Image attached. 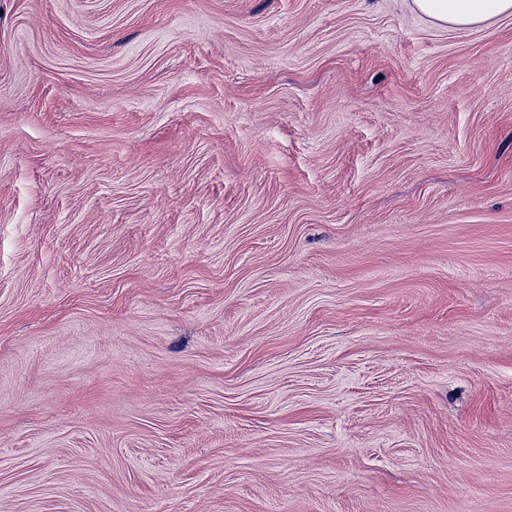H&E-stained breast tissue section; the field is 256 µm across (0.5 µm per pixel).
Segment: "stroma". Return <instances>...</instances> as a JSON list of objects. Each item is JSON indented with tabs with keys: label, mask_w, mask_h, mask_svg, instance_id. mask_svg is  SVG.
Wrapping results in <instances>:
<instances>
[{
	"label": "stroma",
	"mask_w": 512,
	"mask_h": 512,
	"mask_svg": "<svg viewBox=\"0 0 512 512\" xmlns=\"http://www.w3.org/2000/svg\"><path fill=\"white\" fill-rule=\"evenodd\" d=\"M0 512H512V15L0 0Z\"/></svg>",
	"instance_id": "stroma-1"
}]
</instances>
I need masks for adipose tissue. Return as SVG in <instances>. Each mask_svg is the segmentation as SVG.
I'll return each instance as SVG.
<instances>
[{
  "mask_svg": "<svg viewBox=\"0 0 512 512\" xmlns=\"http://www.w3.org/2000/svg\"><path fill=\"white\" fill-rule=\"evenodd\" d=\"M412 5L438 23L455 28L471 27L512 14V0H412Z\"/></svg>",
  "mask_w": 512,
  "mask_h": 512,
  "instance_id": "ef3b65f1",
  "label": "adipose tissue"
}]
</instances>
